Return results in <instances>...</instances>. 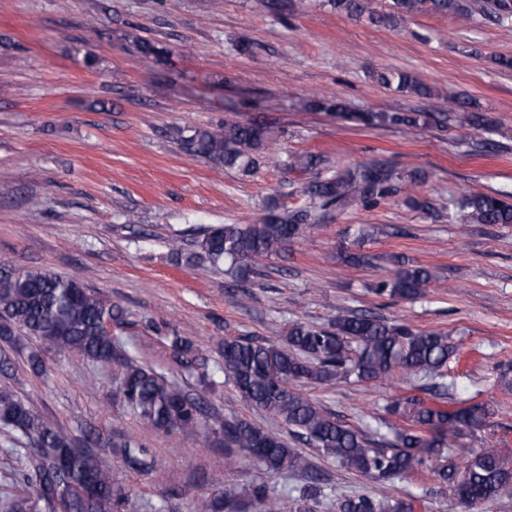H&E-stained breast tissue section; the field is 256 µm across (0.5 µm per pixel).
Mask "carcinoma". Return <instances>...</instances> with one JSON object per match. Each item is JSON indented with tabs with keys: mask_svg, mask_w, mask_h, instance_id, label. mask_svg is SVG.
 Returning a JSON list of instances; mask_svg holds the SVG:
<instances>
[{
	"mask_svg": "<svg viewBox=\"0 0 512 512\" xmlns=\"http://www.w3.org/2000/svg\"><path fill=\"white\" fill-rule=\"evenodd\" d=\"M338 13L375 25H391L426 11L458 16L481 14L503 24L512 22V0H391L389 11L379 13L372 0H327ZM376 81L398 92L418 97L431 88L402 71H381ZM460 98L448 96L443 124L458 122L477 130H491L492 121L481 112H458ZM316 110L331 112L365 126L419 128L434 120L429 112H355L343 103L319 100ZM273 139L267 123L224 119L216 129L194 128L182 137L190 153L217 167L235 168L255 175ZM421 170L401 172L383 163H365L317 176L301 187L302 204L288 208L272 200L264 214L251 224H218L196 232L192 250L182 247L186 232L168 240L170 255L188 264L207 262L216 269L229 266L235 285L258 274L262 261L279 254L299 238L306 227L322 224L355 203L373 208L399 194L405 204L436 217L452 205L476 224H512L511 194H464L452 204L421 200L412 195L424 183ZM350 265L375 266L376 257L352 250L343 252ZM435 279L423 265H407L376 282L375 292L409 299ZM128 324L127 311L106 305L79 281L38 268L0 265V340L16 345L19 337L35 340L24 362L36 376L46 374L40 350L56 351L76 362L107 367L121 366L117 377L124 401L148 427L166 433H191L201 429V401L174 385L147 364L127 357L119 337L108 325ZM171 349L189 367L196 361L195 343L173 334ZM456 345L440 332L418 331L404 323L389 322L366 311H350L316 326L294 322L282 342L275 344L249 336H226L221 351L222 370L234 392L286 427L298 443L333 458L344 470L378 485L423 467L438 448L457 444L466 432L484 428L491 415L488 405L472 399L457 400L448 393V361ZM417 375L430 380L420 395H402L385 405L381 424L366 432L341 420L335 412L303 391L307 385H332L342 381H388L396 375ZM224 445L228 472L241 459L269 473H300L305 477L299 495L284 502L264 483L249 488L257 512H316L322 497V475L297 449L275 431L235 415L214 419L204 430ZM0 434L27 456L22 480L25 494L5 501L4 512H109L114 505L135 509L131 498L102 462L98 452L85 447L89 434L79 436L56 428L34 412L8 386H0ZM98 446L122 449L131 469L150 468L153 457L146 444L134 436L117 440L96 438ZM463 468L445 466L435 476L450 485L459 505H476L512 494V460L496 451L475 453L459 449ZM421 501L413 495L388 496L369 492L336 497L337 512H418ZM201 512H238L228 490L205 502Z\"/></svg>",
	"mask_w": 512,
	"mask_h": 512,
	"instance_id": "obj_1",
	"label": "carcinoma"
}]
</instances>
